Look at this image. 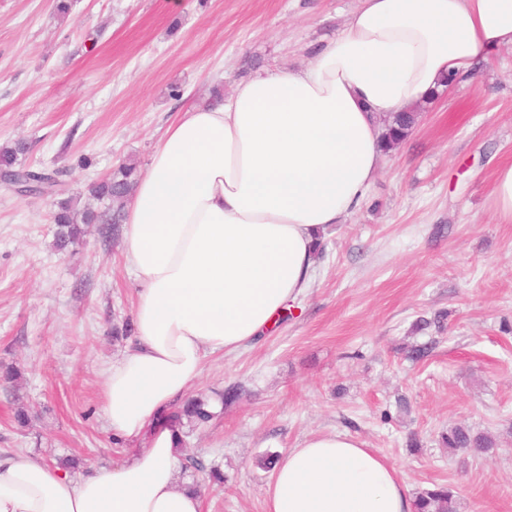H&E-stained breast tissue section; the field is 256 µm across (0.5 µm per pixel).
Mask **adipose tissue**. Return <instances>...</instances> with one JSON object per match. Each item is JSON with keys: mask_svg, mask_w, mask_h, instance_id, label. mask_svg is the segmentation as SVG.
I'll list each match as a JSON object with an SVG mask.
<instances>
[{"mask_svg": "<svg viewBox=\"0 0 512 512\" xmlns=\"http://www.w3.org/2000/svg\"><path fill=\"white\" fill-rule=\"evenodd\" d=\"M510 46L512 0H359L306 65L181 112L125 212L137 343L103 384L113 436L146 434L150 446L80 480L0 457V512H202L175 477L181 431L164 411L207 356L240 350L309 288L319 232L355 212L377 177L382 118L447 77L468 82ZM267 512H414V498L358 438L323 432L276 464Z\"/></svg>", "mask_w": 512, "mask_h": 512, "instance_id": "adipose-tissue-1", "label": "adipose tissue"}]
</instances>
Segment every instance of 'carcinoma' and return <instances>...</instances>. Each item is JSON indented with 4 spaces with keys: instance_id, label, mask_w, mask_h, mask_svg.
Wrapping results in <instances>:
<instances>
[{
    "instance_id": "carcinoma-1",
    "label": "carcinoma",
    "mask_w": 512,
    "mask_h": 512,
    "mask_svg": "<svg viewBox=\"0 0 512 512\" xmlns=\"http://www.w3.org/2000/svg\"><path fill=\"white\" fill-rule=\"evenodd\" d=\"M418 118V112L407 110L382 119V150L388 153L406 141ZM135 184L136 165L130 162L118 167L105 181L97 180L88 186L89 194L98 206L80 208L71 197L58 201L53 216L56 248L63 250L78 241L84 235L85 224H110L114 219L122 221V203L132 194ZM213 416L208 402L199 397L190 400L180 412V419L191 426L205 424ZM441 439L449 450L471 455L486 454L495 446L491 437L461 425L448 427V432L442 434ZM414 507L415 512H457V501L452 488L436 485L419 492Z\"/></svg>"
}]
</instances>
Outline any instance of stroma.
Masks as SVG:
<instances>
[{
	"label": "stroma",
	"instance_id": "obj_1",
	"mask_svg": "<svg viewBox=\"0 0 512 512\" xmlns=\"http://www.w3.org/2000/svg\"><path fill=\"white\" fill-rule=\"evenodd\" d=\"M55 3L0 0V149L25 141L19 166L84 200L121 163L146 173L181 109L307 63L359 0H70L63 17ZM418 110L361 208L325 232L308 290L272 332L208 357L190 387L216 412L183 431L181 455L203 470L177 471L204 512H267L272 473L258 458L335 430L411 492L448 484L458 512H512V224L491 201L495 170L512 162V48ZM57 201L0 182V454L75 457L77 478L149 443L114 442L102 411L104 372L133 341L113 329L131 320L139 284L111 225L57 250ZM415 346L427 349L418 361ZM232 386L238 398L222 404ZM453 424L495 448L449 453Z\"/></svg>",
	"mask_w": 512,
	"mask_h": 512
}]
</instances>
